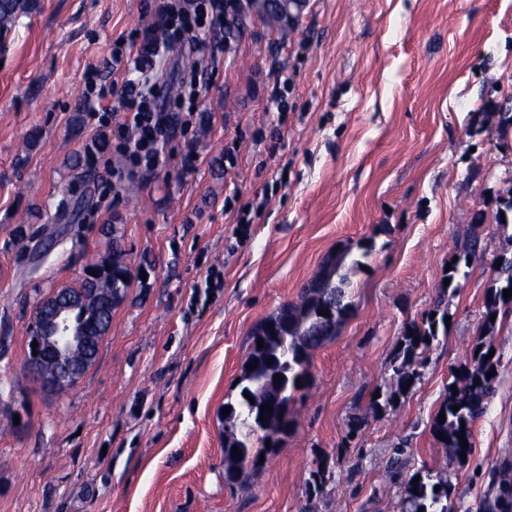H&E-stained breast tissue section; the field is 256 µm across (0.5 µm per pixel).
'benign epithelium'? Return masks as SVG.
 I'll list each match as a JSON object with an SVG mask.
<instances>
[{"mask_svg": "<svg viewBox=\"0 0 512 512\" xmlns=\"http://www.w3.org/2000/svg\"><path fill=\"white\" fill-rule=\"evenodd\" d=\"M304 6L305 0H250L246 12L261 18L274 13L293 27ZM78 300L80 296L66 289L52 292L46 305L34 308L28 326L26 363L49 392H62L74 385L96 359L93 332L101 330L99 318L84 311L75 319L73 310ZM33 342L38 346L31 347Z\"/></svg>", "mask_w": 512, "mask_h": 512, "instance_id": "1", "label": "benign epithelium"}]
</instances>
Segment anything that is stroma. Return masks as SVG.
Wrapping results in <instances>:
<instances>
[{
  "instance_id": "obj_1",
  "label": "stroma",
  "mask_w": 512,
  "mask_h": 512,
  "mask_svg": "<svg viewBox=\"0 0 512 512\" xmlns=\"http://www.w3.org/2000/svg\"><path fill=\"white\" fill-rule=\"evenodd\" d=\"M158 21L142 0H34L0 43V512H401L423 467L455 486L450 512H479L512 453L507 317L473 457L449 464L431 422L471 358L492 260L512 253V224L491 219L512 196V127L496 118L512 114V0H308L294 31L253 17L225 28L199 52L213 70L198 102L207 128L173 140L165 168L133 176L115 151H92L103 129L84 73L124 82L113 42ZM234 193L268 199L242 236L224 213ZM479 219L485 249L448 297L447 335L408 394L373 408L405 324L432 308ZM113 240L126 295L92 366L46 395L24 367L33 308L79 287ZM363 242L372 250L347 274L356 313L312 352L293 430L244 486L227 484L222 410L253 327L335 249ZM211 270L223 286L208 296L196 286ZM396 447L410 463L393 476ZM321 459L332 478L315 495Z\"/></svg>"
}]
</instances>
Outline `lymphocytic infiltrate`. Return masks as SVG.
I'll return each instance as SVG.
<instances>
[{
    "instance_id": "obj_1",
    "label": "lymphocytic infiltrate",
    "mask_w": 512,
    "mask_h": 512,
    "mask_svg": "<svg viewBox=\"0 0 512 512\" xmlns=\"http://www.w3.org/2000/svg\"><path fill=\"white\" fill-rule=\"evenodd\" d=\"M144 8L164 19L166 35L158 37L146 28L132 35L130 42L113 44V65L125 66L130 74L154 71L172 50L199 51L207 35L221 31L225 15L236 11L238 5L236 0H146ZM84 80L87 99L111 102L109 110L116 118L112 137L130 174L165 166L171 157L170 143L201 122L194 107L207 88L204 68L181 72L179 95L174 100L142 96L131 78L117 89L106 86L93 67L86 70Z\"/></svg>"
}]
</instances>
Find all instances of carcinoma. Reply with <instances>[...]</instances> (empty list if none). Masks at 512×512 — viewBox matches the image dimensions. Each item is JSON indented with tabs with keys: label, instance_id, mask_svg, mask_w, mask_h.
<instances>
[{
	"label": "carcinoma",
	"instance_id": "carcinoma-1",
	"mask_svg": "<svg viewBox=\"0 0 512 512\" xmlns=\"http://www.w3.org/2000/svg\"><path fill=\"white\" fill-rule=\"evenodd\" d=\"M23 0H0V32L12 29L23 10ZM481 225L474 226L472 233L461 244L451 264V270L445 274L449 284L438 289L434 307L426 312L421 322H411L405 326L401 339L391 359L392 381L384 387H377L374 393L378 399L372 404L382 402L390 404L394 399L404 396L403 388L416 385L421 380V369L425 366L423 354L439 335H448L445 317L448 316V291H457L461 283L457 280L461 266H469L468 259L483 250ZM358 267L361 261L352 257L347 248L328 256L318 274L302 289L296 302H287L260 322L252 332L251 352L246 360L248 364H257L250 371L242 368L239 378V399L227 402L230 414L224 416V437L231 438L230 445L224 446V480L240 483L247 470L257 466L261 455L270 454L288 435L293 425L289 404L295 392L309 384V363L313 350L331 341L348 318L353 316L355 304L347 292L346 266ZM102 277L91 279L84 277L82 287L103 288L112 291L114 296H125L128 287V267L125 252L116 244L107 261L98 264ZM512 288V256L503 252L494 259L491 267V279L485 298V314L479 331L478 340L473 348L474 354L469 362L459 366L451 373L452 381L436 416L431 424L432 436L444 433L445 440L437 443L448 449V463H463L460 454L472 455L473 426L487 411L488 405L497 392V376L486 377L487 372L495 369L494 359H486L494 348L492 336L497 322L490 316L512 308V297H503V291ZM329 316H323V313ZM263 339L264 346L258 347L257 340ZM272 364H267L268 359ZM281 381H275V378ZM458 395H453V391ZM272 406L271 412L261 411V406ZM458 410H452V407ZM445 414V422H439V415ZM465 437L468 448L460 445V437ZM270 441V448H254L255 440ZM241 450L242 458L232 454V447ZM421 477L419 482L407 483L403 512H448V499L455 487L442 475H432L424 468L415 472ZM512 488V459L503 458L491 476L493 494L486 499L484 512H502L497 505V494L502 486Z\"/></svg>",
	"mask_w": 512,
	"mask_h": 512
}]
</instances>
